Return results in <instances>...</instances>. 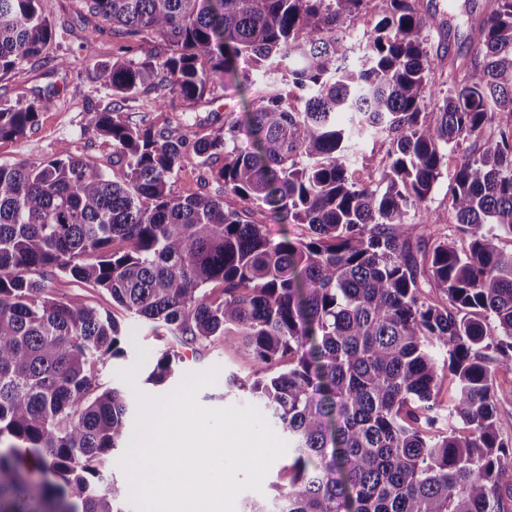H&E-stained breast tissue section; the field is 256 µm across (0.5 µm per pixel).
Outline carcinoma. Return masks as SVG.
Returning a JSON list of instances; mask_svg holds the SVG:
<instances>
[{"label":"carcinoma","instance_id":"obj_1","mask_svg":"<svg viewBox=\"0 0 512 512\" xmlns=\"http://www.w3.org/2000/svg\"><path fill=\"white\" fill-rule=\"evenodd\" d=\"M83 2L120 50L92 71L108 93L86 128L126 172L67 148L0 163V512H123L128 488L103 467L131 408L99 371L124 355L128 320L173 339L152 384L181 350L221 341L271 371L227 379L291 444L288 484L248 512H509L496 409L512 399L497 382L512 375V251L497 244L512 237V0H491L473 55L446 72L429 44L446 21L415 0ZM373 10L351 63L342 31ZM55 34L40 0H0V78L67 68L46 54ZM144 43L157 51L125 56ZM227 77L258 101L243 102L247 150L236 122L198 137L146 116ZM41 108L0 103V138ZM368 137L380 157L362 180L350 156ZM188 166L201 191L178 195ZM445 174L449 222L428 208ZM256 213L304 233L277 240ZM57 288L62 289L68 295H80L88 304L112 311V300L105 293H99L91 288L82 287L70 279H61L57 284Z\"/></svg>","mask_w":512,"mask_h":512}]
</instances>
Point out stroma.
Instances as JSON below:
<instances>
[{"label":"stroma","instance_id":"stroma-1","mask_svg":"<svg viewBox=\"0 0 512 512\" xmlns=\"http://www.w3.org/2000/svg\"><path fill=\"white\" fill-rule=\"evenodd\" d=\"M418 9L425 15H437L449 20L451 30L433 34L430 40L436 63L461 59L473 49L472 25L488 10L490 0H416ZM47 14L64 19L70 31L58 32L48 47V54L70 58L71 65L60 70L25 66L0 81V96L8 103H25L42 98L44 107L35 125L20 138L0 139V163L17 161L34 162L60 149H70L75 154L93 160L113 179H121L126 171L124 164L112 157V145L104 139L86 133L84 127L88 114L85 106L94 95L95 85L91 72L95 64L112 59L117 52V41L108 25L98 30L84 27L81 0H44ZM186 113L197 135L209 134L223 122L236 120L243 112L241 92L235 81L218 85L213 95L191 103L180 100L154 112L156 122L179 113ZM132 336L125 346L124 356L109 359L101 370L104 387L118 383L119 371L137 367L133 388L127 389L130 405H137L138 394L160 397L173 391L186 375L217 369L214 385L204 388L198 395L201 405L209 408L244 406L250 399L240 391H227L225 381L230 374L251 378L263 374L264 368L242 352L221 346L198 356L184 351L177 364L174 377L161 386L148 383L147 376L157 358L165 349V342L156 340L144 326L134 323Z\"/></svg>","mask_w":512,"mask_h":512}]
</instances>
